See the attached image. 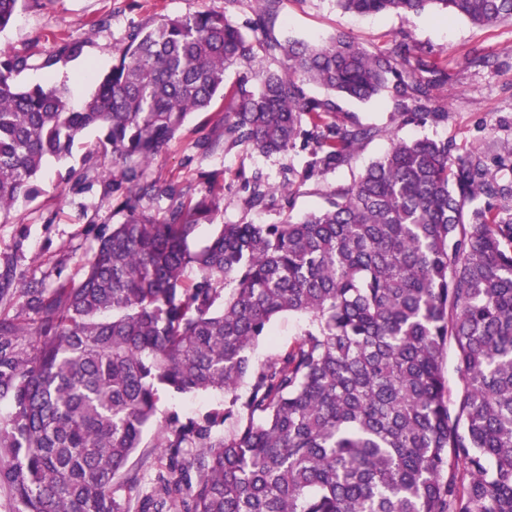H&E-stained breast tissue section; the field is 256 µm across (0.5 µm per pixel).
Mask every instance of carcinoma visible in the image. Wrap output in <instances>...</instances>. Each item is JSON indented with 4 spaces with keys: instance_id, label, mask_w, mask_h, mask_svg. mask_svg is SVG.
<instances>
[{
    "instance_id": "carcinoma-1",
    "label": "carcinoma",
    "mask_w": 512,
    "mask_h": 512,
    "mask_svg": "<svg viewBox=\"0 0 512 512\" xmlns=\"http://www.w3.org/2000/svg\"><path fill=\"white\" fill-rule=\"evenodd\" d=\"M25 2L0 0V31ZM239 2L133 34L79 107L62 87H19L29 58L0 51V216L36 194L45 160L69 154L89 128L100 137L86 171H99L123 216L97 235L77 281L15 289V272L0 273V300L19 295L35 324L0 310L10 512H512V181L446 141L396 139L322 208L281 224H220L194 247L224 186L210 175L197 196L150 177L188 115L219 97L231 146L280 153L306 137L311 160L288 181L290 196L379 134L338 122L335 97L369 100L390 83L404 121L448 117L433 105L446 79L439 57L397 39L376 52L344 34L281 40L279 0H260L255 43L228 19ZM336 3L360 16L512 21V0ZM82 51L69 35L38 67ZM277 55L280 69L253 68ZM236 62L249 74L226 88ZM310 82L329 96L308 97ZM245 190L249 210L272 194L256 175ZM145 201L167 205L153 212ZM285 313L306 318L300 334L254 363L251 350ZM450 345L453 400L442 369ZM162 390L227 401L157 422ZM140 448L163 458L148 492L129 466Z\"/></svg>"
}]
</instances>
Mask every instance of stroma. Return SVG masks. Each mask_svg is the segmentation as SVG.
<instances>
[{
  "instance_id": "obj_1",
  "label": "stroma",
  "mask_w": 512,
  "mask_h": 512,
  "mask_svg": "<svg viewBox=\"0 0 512 512\" xmlns=\"http://www.w3.org/2000/svg\"><path fill=\"white\" fill-rule=\"evenodd\" d=\"M205 7L223 11L224 0H27L15 20L0 31V47L36 63L17 76V84L64 86L71 103L79 106L92 95L95 75L111 69L133 31ZM274 32L311 42L342 33L370 51L389 47L393 38H405L421 55L443 56L448 80L437 87L435 96L447 107L448 117L423 124L404 122L389 88L369 102L338 99V120L374 127L380 134L363 143L350 165L312 179L289 204L281 189L309 161L308 148L299 142L288 151L264 155L225 144L226 103L217 100L209 111L189 115L184 130L150 168L152 176L198 191L205 187L204 175H217L224 200L216 224H278L317 209L326 191L351 182L390 149L395 136L447 141L456 154L478 151L489 157L512 143V22L477 26L462 17L442 19L432 13L363 17L342 11L336 0H281ZM61 35L79 37L84 43L82 54L61 59L48 69L38 68V60L55 51V39ZM474 54L486 57V64H467V57ZM97 136L96 129H87L82 148L72 157L48 159L37 179L39 195L17 201L6 221L0 222V269L13 267L48 286L80 278L95 243L94 228L118 223L119 218L104 195L102 179L93 176L80 185H62L57 175L70 167L81 168L83 147ZM257 174L274 194L267 208L247 210L243 185ZM301 324V317L288 313L275 319L270 336L253 348L254 361L265 363L280 356L298 336ZM223 405L220 393L163 391L158 413L194 417Z\"/></svg>"
}]
</instances>
